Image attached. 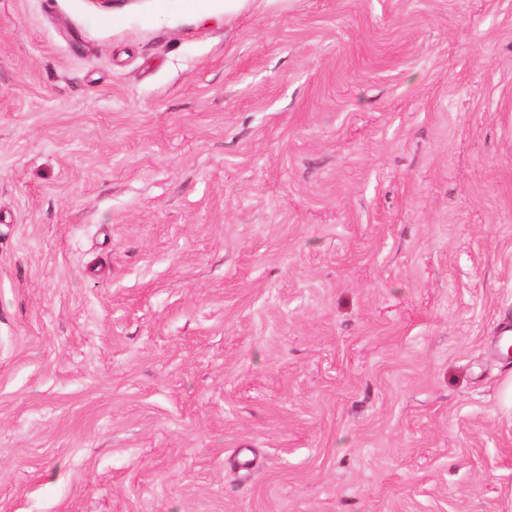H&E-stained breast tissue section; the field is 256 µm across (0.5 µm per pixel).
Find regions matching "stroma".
<instances>
[{"label": "stroma", "instance_id": "35a3bbf8", "mask_svg": "<svg viewBox=\"0 0 512 512\" xmlns=\"http://www.w3.org/2000/svg\"><path fill=\"white\" fill-rule=\"evenodd\" d=\"M512 0H0V512H512Z\"/></svg>", "mask_w": 512, "mask_h": 512}]
</instances>
